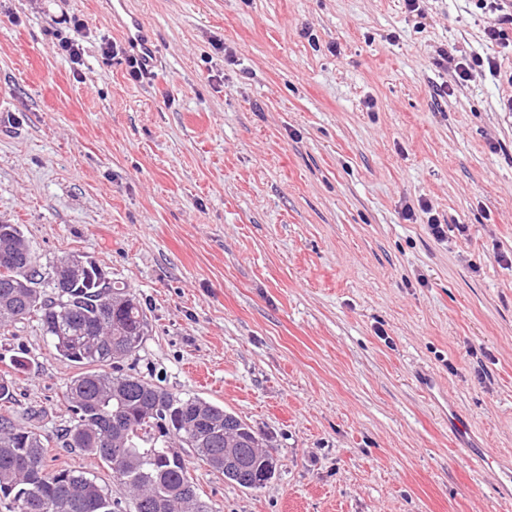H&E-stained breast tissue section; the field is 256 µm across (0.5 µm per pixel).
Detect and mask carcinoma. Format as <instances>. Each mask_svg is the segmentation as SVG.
<instances>
[{
    "label": "carcinoma",
    "instance_id": "1",
    "mask_svg": "<svg viewBox=\"0 0 512 512\" xmlns=\"http://www.w3.org/2000/svg\"><path fill=\"white\" fill-rule=\"evenodd\" d=\"M0 254L12 259V271L0 272V329L35 318L57 356L80 369L63 392L73 416L61 442L104 462L131 493L132 512H210L183 448L240 488L258 490L274 477L277 457L235 414L120 371L149 333L146 310L125 287L101 269L59 282L53 269L40 273L19 227L0 235ZM25 270L52 295L23 287ZM109 364L112 373L102 370ZM48 445L40 432L0 415L3 512H121L112 491L89 473L50 469Z\"/></svg>",
    "mask_w": 512,
    "mask_h": 512
}]
</instances>
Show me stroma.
I'll use <instances>...</instances> for the list:
<instances>
[{
	"label": "stroma",
	"instance_id": "1",
	"mask_svg": "<svg viewBox=\"0 0 512 512\" xmlns=\"http://www.w3.org/2000/svg\"><path fill=\"white\" fill-rule=\"evenodd\" d=\"M158 65L130 80L101 0H0V220L140 300L123 372L221 404L276 448L249 491L190 458L212 512H512V88L475 0H128ZM86 22L84 63L57 49ZM465 235L435 239L421 203ZM414 218H407V210ZM24 361L15 369V361ZM76 367L0 330V413L62 447ZM465 417L474 466L450 434Z\"/></svg>",
	"mask_w": 512,
	"mask_h": 512
}]
</instances>
